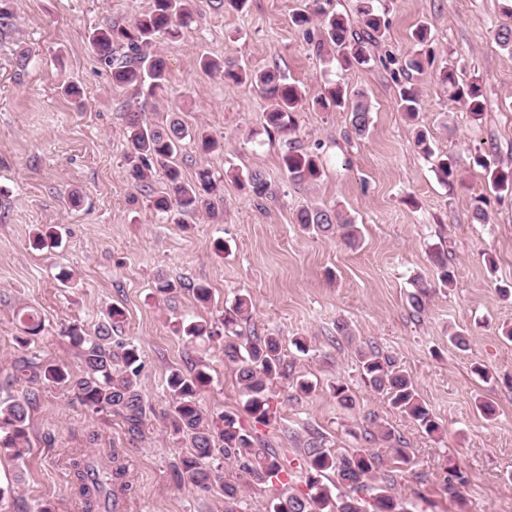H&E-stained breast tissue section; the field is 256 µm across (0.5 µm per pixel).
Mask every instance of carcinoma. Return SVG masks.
<instances>
[{"mask_svg":"<svg viewBox=\"0 0 512 512\" xmlns=\"http://www.w3.org/2000/svg\"><path fill=\"white\" fill-rule=\"evenodd\" d=\"M191 3L192 0H153L152 8L129 24L107 22L90 32L89 42L111 70L116 85L132 86L138 93L150 97L164 90L166 64L155 47L181 37L183 29L193 21ZM358 12L363 16L360 32L351 29L344 15L326 11L321 0H312L310 8L294 12L291 23L303 31L306 41L314 45L318 54L331 55L346 67L364 66L375 60L372 48L385 37L386 24L374 12L369 0H359ZM14 27L15 13L8 0H0V36L9 34ZM201 66L207 72L223 74L226 80L257 87L267 100L262 112L267 131L284 134L295 131L294 114L302 111L303 96L299 87L289 82L278 67L251 69L231 57L210 56L202 57ZM457 70V65L449 64L441 82L446 86L448 97L479 120L484 109L482 87L475 79L459 78ZM393 80L398 85L399 110L415 118L420 108L417 90L396 75ZM315 104L327 112L348 113L351 134L360 139L367 137L372 119L364 93L332 83L315 99ZM187 136L186 126L170 113L160 122L150 124L141 119L138 111L127 113L128 175L154 210L175 224L184 223L185 216L203 212L214 214V199L219 193L207 168H200L193 182L182 178L176 158ZM473 162L484 171L489 192L498 198L512 194V171H503L483 154L474 156ZM281 163L283 172L292 182H313L321 177L319 157L315 154L302 153L290 146L282 154ZM156 167L164 170L166 178L159 188L151 182ZM236 179L256 201L270 194V184L259 170H250ZM297 222L316 234L338 232L352 247L359 243L357 224L339 208L302 209L297 214ZM433 258L438 272L437 286L452 287L455 271L448 264V257L436 251ZM414 286L410 304L420 313L425 309L431 286L419 281ZM154 288L167 300L177 291L187 290L201 306L211 302V289L204 284H186L160 275ZM122 316V309L112 305L94 334L76 324L65 329L63 335L80 363V372L74 373L68 364L49 357L42 350L44 321L41 316L28 308L17 312L21 331L13 341L18 356L11 362L6 379L11 385L22 384L24 388L21 395L0 401V456L21 459L29 453L31 413L40 403V388L44 384L67 387L93 414L121 416L132 436L141 432L146 415L139 390L143 362L135 345L112 336ZM251 316V299L239 295L233 305L224 310L223 329L202 320L180 322L174 332L185 337L189 344L224 336V358L236 365L243 408L256 422L268 425L271 423L270 386L276 377L287 375V370L278 337L255 336L241 341L236 326ZM357 358L362 379L373 392L386 396L394 408L426 433L438 432L439 424L420 399L404 368L372 348L358 349ZM211 381L210 365L202 360L190 363L185 370L174 368L167 377V428L172 437L187 448L175 470L179 481L205 493L217 494L224 501V512H238L239 485L224 481L221 475L224 461L238 466L254 482L277 481L284 487L287 486L285 479L289 478L288 468L253 431L241 424L237 413L224 411L213 415L200 406V391ZM370 424L373 425L372 439L386 443V451L408 461L401 437L374 419ZM108 453L112 462L108 467L100 466L96 458L82 452L74 453L70 459L71 490L83 501L86 512H117L129 488L126 466L119 461L116 451L110 449ZM382 461L378 448H356L349 455H338L323 447L315 437L305 448L308 493L299 496L286 489L280 490L272 497L267 512H409L394 495L392 484L378 478ZM329 472L335 476L334 494L322 484Z\"/></svg>","mask_w":512,"mask_h":512,"instance_id":"carcinoma-1","label":"carcinoma"}]
</instances>
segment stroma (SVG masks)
<instances>
[{"mask_svg":"<svg viewBox=\"0 0 512 512\" xmlns=\"http://www.w3.org/2000/svg\"><path fill=\"white\" fill-rule=\"evenodd\" d=\"M303 5L249 0L238 12L220 0H194V23L162 48L165 91L147 99L113 85L87 35L108 20L130 23L152 0H15L16 30L0 39V378L15 355L17 308L32 305L45 315V351L75 370L79 362L64 329L75 323L94 331L115 304L124 312L117 335L140 351L146 404L142 432L133 437L120 417L91 414L65 387L43 385L29 454L21 462L0 458L1 484L24 471L15 501L28 512L46 502L54 512H83L70 490L69 458L80 451L105 465L110 448L120 450L128 467L131 490L122 512H223L220 499L176 479L184 448L166 433L163 413L170 370L197 356L173 333L172 322L220 319L239 294L253 302L243 335L279 336L289 377L309 378L316 388L302 395L289 378L275 380L274 418L267 426L256 423L243 411L236 367L216 339L205 346L213 380L199 400L212 414L238 412L242 424L280 454L293 474L289 492L307 491L304 448L312 435L346 455L367 447L365 431L375 414L409 448V463H395L387 453L381 467L409 512H512V342L499 333L512 325V301L497 292L512 283V197L491 199L492 220L479 224L471 202L486 190L483 171L462 166L449 183L437 174L439 157L488 151L512 169V52L494 40L506 20L505 0H372L389 22L386 38L374 49L376 62L348 69L324 62L291 25V13ZM422 24L436 57L412 76L421 106L410 120L397 107L391 73L415 53L411 34ZM204 53L255 68L278 66L310 99L329 83H345L365 93L370 133L347 138V113L309 107L297 113L295 134H266V102L257 89L202 70ZM450 59L482 87L480 120L452 102L439 80ZM68 82L81 89L82 105L61 94ZM133 109L150 123L177 113L187 128L222 142V149L203 154L185 140L181 158L185 181L201 167L221 180L216 216L198 214L182 228L139 197L125 159L126 114ZM416 126L430 133L433 157L415 147ZM290 142L319 156V181L286 178L281 155ZM251 169L268 180L267 199L253 201L236 181ZM73 190L81 196L76 206L68 201ZM333 205L355 219L358 246L308 234L295 220L302 209ZM43 224L57 226L61 246L30 248V236ZM219 239L228 253H215ZM436 249L447 251L455 284L433 292L417 315L407 295L413 281L433 283ZM63 268L75 273V287L59 286ZM160 274L206 284L212 304L200 307L185 291L156 298ZM340 323L350 326L351 336L337 334ZM455 331L465 334L466 348L449 342ZM297 336L308 338V354L295 351ZM367 345L403 363L440 433L427 435L365 385L355 351ZM477 365L489 370L491 382L474 374ZM337 380L350 387L353 406L332 396ZM480 401L494 406L495 420L484 419ZM451 463L468 478L455 494L445 485Z\"/></svg>","mask_w":512,"mask_h":512,"instance_id":"35a3bbf8","label":"stroma"}]
</instances>
